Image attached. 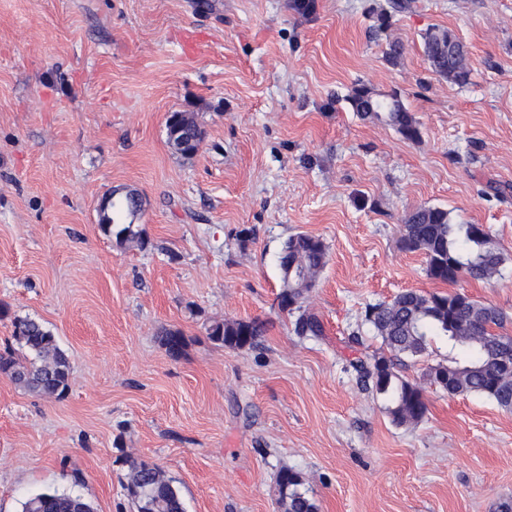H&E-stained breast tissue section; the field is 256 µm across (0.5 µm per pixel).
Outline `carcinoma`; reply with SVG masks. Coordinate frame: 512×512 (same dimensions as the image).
Listing matches in <instances>:
<instances>
[{
	"instance_id": "1",
	"label": "carcinoma",
	"mask_w": 512,
	"mask_h": 512,
	"mask_svg": "<svg viewBox=\"0 0 512 512\" xmlns=\"http://www.w3.org/2000/svg\"><path fill=\"white\" fill-rule=\"evenodd\" d=\"M424 52L432 72L456 84L469 80L466 52L448 29L434 27L424 36ZM367 86H356L348 96L352 109L362 118L385 123L405 139H421L419 124L404 104L394 112H367L364 94ZM142 201L134 193L121 197L108 193L101 204V228L119 241L143 243V230L131 222L141 211ZM402 247L420 252L426 259L427 276L456 285L463 277L490 281L500 275L507 261L492 232L482 224H454L447 209L420 207L402 225ZM327 262L324 242L314 236L295 234L284 243L279 267L294 266L288 287L278 295L283 310L297 313L295 330L301 336L324 335L321 320L307 311L315 281ZM362 322L381 338V352L368 360L350 361L357 382L364 391L383 395L387 412L398 425L417 424L428 406L422 385L399 375L395 359H418L427 354L429 338L443 336L451 348L466 353L428 366L424 377L429 384L452 396L481 395L500 408L512 410V336L499 332L504 316L462 292H422L407 290L390 302L369 304ZM265 326L253 320L224 319L208 328L215 343L233 349L253 348L263 336ZM16 349L0 354V373L20 387L45 397H61L69 388L71 362L53 333L34 319L13 322ZM160 342L173 358L182 355L185 341L177 330H166ZM304 477L298 471L279 470L278 505L281 512H318L314 500L303 490ZM136 512H185L179 491L160 468L146 461H131L125 485ZM21 512H94L89 501L74 493L46 490L22 503Z\"/></svg>"
}]
</instances>
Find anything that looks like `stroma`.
Here are the masks:
<instances>
[{
  "mask_svg": "<svg viewBox=\"0 0 512 512\" xmlns=\"http://www.w3.org/2000/svg\"><path fill=\"white\" fill-rule=\"evenodd\" d=\"M392 2L0 0V352L30 318L71 359L59 398L0 374V512L47 488L134 512L133 460L172 479L186 512H280L284 466L319 512L512 504V412L429 385L425 418L399 426L350 366L381 349L366 305L436 288L401 246L424 206L491 228L503 276L459 288L512 334V0ZM433 27L465 46L466 84L432 73ZM360 84L399 92L420 142L360 119ZM172 112L205 132L193 157L168 140ZM112 190L142 197L145 244L101 231ZM297 233L328 250L306 303L319 338L278 305ZM228 318L263 321L259 345L212 342Z\"/></svg>",
  "mask_w": 512,
  "mask_h": 512,
  "instance_id": "1",
  "label": "stroma"
}]
</instances>
